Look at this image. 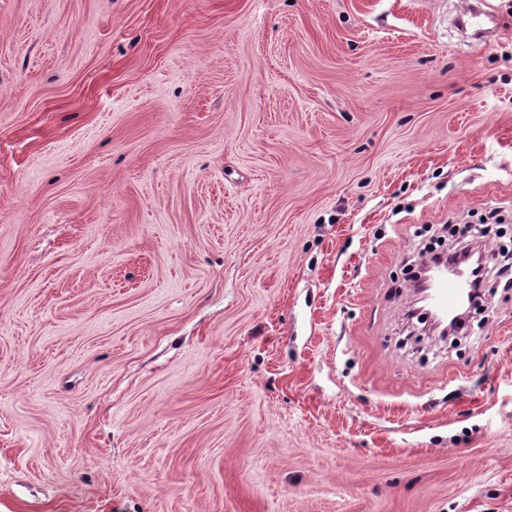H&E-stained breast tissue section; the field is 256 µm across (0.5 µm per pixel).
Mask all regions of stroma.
<instances>
[{"label":"stroma","mask_w":512,"mask_h":512,"mask_svg":"<svg viewBox=\"0 0 512 512\" xmlns=\"http://www.w3.org/2000/svg\"><path fill=\"white\" fill-rule=\"evenodd\" d=\"M465 0H0V512H512V288L403 347L427 224L512 219Z\"/></svg>","instance_id":"35a3bbf8"}]
</instances>
